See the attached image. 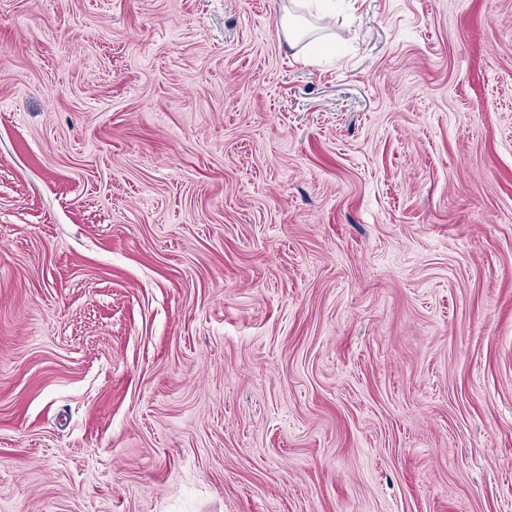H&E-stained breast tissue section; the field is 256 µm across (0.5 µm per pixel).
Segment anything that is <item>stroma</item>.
I'll return each instance as SVG.
<instances>
[{"label":"stroma","mask_w":512,"mask_h":512,"mask_svg":"<svg viewBox=\"0 0 512 512\" xmlns=\"http://www.w3.org/2000/svg\"><path fill=\"white\" fill-rule=\"evenodd\" d=\"M0 0V512H512V0ZM301 0L289 1V7L282 5V14L280 16L281 31L285 40L288 42V46L295 50L294 55L297 59L308 57L312 51H316L320 47L319 39L313 38L314 28L307 25L306 21L302 16L297 13V9H301L306 5ZM306 41V44L299 48V46Z\"/></svg>","instance_id":"35a3bbf8"}]
</instances>
